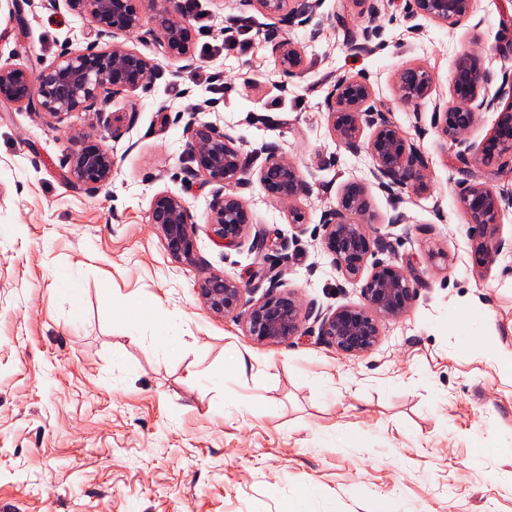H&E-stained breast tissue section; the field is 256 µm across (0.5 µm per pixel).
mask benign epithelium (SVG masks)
<instances>
[{
    "label": "benign epithelium",
    "mask_w": 512,
    "mask_h": 512,
    "mask_svg": "<svg viewBox=\"0 0 512 512\" xmlns=\"http://www.w3.org/2000/svg\"><path fill=\"white\" fill-rule=\"evenodd\" d=\"M147 2L159 23L163 44L169 54L185 57L191 53L193 39L188 16L181 0H67L71 10L90 18L96 42L83 51L62 50L44 63L36 76L28 71L0 64V101L12 103L61 122L75 112L99 113L104 100L133 91L152 74L153 65L136 51L114 42L104 48L97 41L138 32L143 27L140 4ZM256 2L266 16L282 26L294 23L297 13L292 0H243ZM471 9V0H413L412 10L441 24L457 25ZM379 35L368 24L350 33L351 44L366 49ZM278 64L291 76L302 69L301 54L285 41L273 44ZM453 85L455 105L443 113L442 132L459 147L457 157L465 161L470 151L492 159L512 151V103L499 114L490 135L477 147L468 144L465 134L479 114L494 109L496 98L482 94L489 74L480 70L477 58L462 54L455 62ZM432 77L423 67L402 71L397 88L406 100H420L430 94ZM372 91L364 83L339 79L326 98L332 127L340 143L351 153L362 151L373 161L372 175L387 190L425 188L427 159L409 143L402 131L371 104ZM373 129L364 137L365 128ZM185 154L191 163L189 172L212 187L208 219L210 240L221 248L241 247L249 235V216L240 199L229 189L245 181L241 150L234 140L207 121L194 120L187 127ZM74 144L65 157L71 182L97 192L112 183L116 161L96 139L92 131L75 130ZM266 196L292 202L309 190L299 167L285 159L275 147L268 149L257 174ZM505 196L483 184L468 188L461 202L471 223L483 229V240L475 254L481 265L495 260L503 248L493 239ZM365 187L348 182L339 207L324 220L322 248L332 257L336 269L348 282L360 284L363 303L341 305L323 313L312 303H303L291 291H266L261 297L246 298L256 292L252 277L231 278L221 271H209L196 284L201 307L214 318L231 317L241 321L253 342L268 346H287L302 335L308 321L318 325V336L326 345L347 357L358 358L379 343L380 322L398 319L408 312L418 297V283L396 264L376 263L363 275L370 251L366 225L356 224L350 216L366 212ZM149 223L162 237L169 256L176 262H199L194 218L186 202L177 194L161 191L154 196Z\"/></svg>",
    "instance_id": "7a95c632"
}]
</instances>
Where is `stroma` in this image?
<instances>
[{
	"instance_id": "stroma-1",
	"label": "stroma",
	"mask_w": 512,
	"mask_h": 512,
	"mask_svg": "<svg viewBox=\"0 0 512 512\" xmlns=\"http://www.w3.org/2000/svg\"><path fill=\"white\" fill-rule=\"evenodd\" d=\"M308 3L292 0L298 17L276 32L302 56L294 76L272 54L271 18L244 0H197L207 27L189 57L169 56L149 14L123 37L154 71L103 104L105 117L126 115L120 129L85 112L52 126L0 104V512H290L305 489L308 512H512V364L489 368L463 341L471 332L512 350V205L497 229L504 248L484 267L461 204L476 183L512 193V154L461 163L433 119L453 103L460 54L479 57L488 95L512 87V0H472L453 27L411 15L408 0H323L313 16ZM368 23L379 30L371 52L350 48L346 28ZM90 29L66 0H0V63L37 72L62 49H85ZM414 65L432 91L406 102L395 81ZM342 77L367 83L424 152L425 191H386L371 158L341 145L325 98ZM194 110L241 149L248 182L234 193L262 250L208 237L211 189L185 156ZM87 127L117 161L95 193L73 187L63 164L70 129ZM270 145L310 186L294 204L302 226L257 181ZM353 179L367 192L360 223L395 244L369 260L410 261L421 282L406 315L382 321L375 350L346 357L314 324L291 345H259L240 321L203 310L206 267L262 270L260 291L325 311L360 303L320 246ZM161 191L189 207L203 267L171 259L150 224ZM62 269L76 272L78 297L60 292ZM168 324L179 344L163 351L152 336ZM241 352L250 366L239 376ZM218 373L225 384L210 382Z\"/></svg>"
}]
</instances>
